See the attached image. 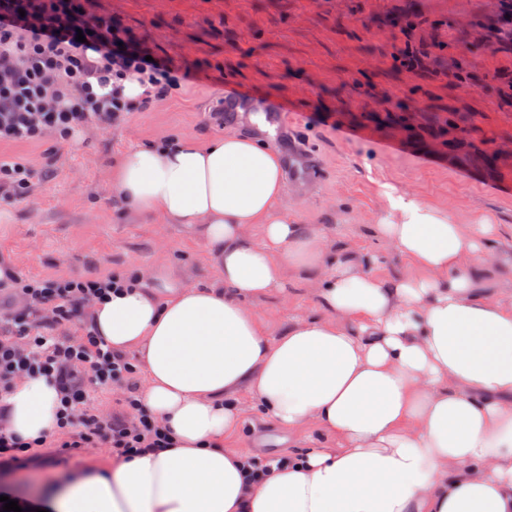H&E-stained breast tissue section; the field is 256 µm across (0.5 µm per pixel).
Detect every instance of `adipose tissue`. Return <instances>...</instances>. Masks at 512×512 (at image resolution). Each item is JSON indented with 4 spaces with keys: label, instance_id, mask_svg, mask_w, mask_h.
Masks as SVG:
<instances>
[{
    "label": "adipose tissue",
    "instance_id": "adipose-tissue-1",
    "mask_svg": "<svg viewBox=\"0 0 512 512\" xmlns=\"http://www.w3.org/2000/svg\"><path fill=\"white\" fill-rule=\"evenodd\" d=\"M112 189L129 210L201 228L218 280L162 265L94 306L95 333L136 351L142 406L173 443L75 475L43 512H512V290H481L493 225L382 185L371 231L416 273L381 279L372 257L295 223L278 153L233 131L133 146ZM291 272L320 313L273 339L251 304ZM242 393L320 442L251 470L224 447ZM0 415L38 440L60 395L31 375Z\"/></svg>",
    "mask_w": 512,
    "mask_h": 512
}]
</instances>
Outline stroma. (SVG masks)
<instances>
[{"label":"stroma","instance_id":"35a3bbf8","mask_svg":"<svg viewBox=\"0 0 512 512\" xmlns=\"http://www.w3.org/2000/svg\"><path fill=\"white\" fill-rule=\"evenodd\" d=\"M92 16L116 17L194 79L184 91L111 129L69 142L0 145V158L32 168L26 198L0 201V262L27 278L124 274L172 265L193 284L215 278L201 232L129 211L110 185L114 158L143 142L207 141L223 130L207 114L226 91L288 113L315 169L288 203L296 223L376 255L373 271L409 273L370 234L381 185L448 208L461 224L496 227L490 252L512 258V98L499 69L512 52L487 36L499 0H92ZM414 21L424 73L392 55ZM456 128H449V120ZM270 335L316 311L306 284L254 302ZM243 430L225 448L247 456L287 454L317 442L288 430L242 398Z\"/></svg>","mask_w":512,"mask_h":512}]
</instances>
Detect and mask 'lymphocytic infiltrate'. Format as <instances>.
Listing matches in <instances>:
<instances>
[{"label": "lymphocytic infiltrate", "mask_w": 512, "mask_h": 512, "mask_svg": "<svg viewBox=\"0 0 512 512\" xmlns=\"http://www.w3.org/2000/svg\"><path fill=\"white\" fill-rule=\"evenodd\" d=\"M89 0H0V144L70 140L93 126L107 129L130 112L150 109L179 93L190 75L155 54L120 19L91 23ZM85 41H77L78 31ZM144 87L135 102L117 84ZM123 277L95 274L28 279L11 272L0 280V396L20 378H52L62 401L52 463L84 448H108L125 459L169 445V433L140 405L138 367L92 329L97 301L121 287ZM86 329L79 341L70 326ZM124 386L118 412L90 407L93 387Z\"/></svg>", "instance_id": "1"}]
</instances>
